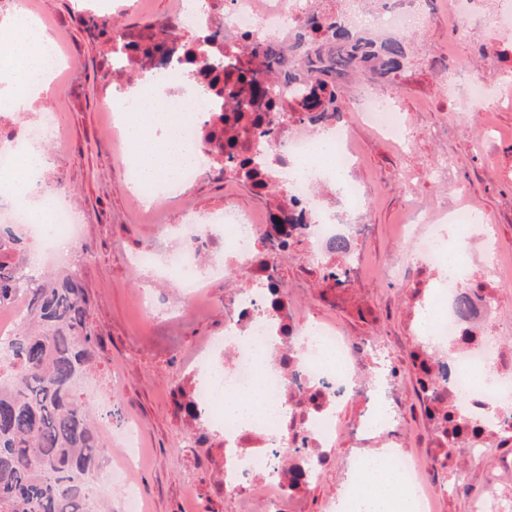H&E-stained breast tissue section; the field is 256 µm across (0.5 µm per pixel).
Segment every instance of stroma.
I'll list each match as a JSON object with an SVG mask.
<instances>
[{
	"label": "stroma",
	"instance_id": "obj_1",
	"mask_svg": "<svg viewBox=\"0 0 512 512\" xmlns=\"http://www.w3.org/2000/svg\"><path fill=\"white\" fill-rule=\"evenodd\" d=\"M438 16L411 34V66L405 78L392 84L413 135L407 152L395 150L366 126L354 124V145L363 157L356 176L370 184L366 221L374 229L366 243L372 260L391 253L392 226L402 217L405 188L399 182L403 170L415 174V191L437 204H452L446 193L427 174L430 161L448 157L453 178L482 211L487 223L496 227V243L503 253H512V108L482 117L475 110L455 109L445 114L439 77L431 65L440 59L457 67L474 54L460 41L448 17V0H435ZM174 0H152L150 13L125 6L101 17L76 9L74 0H41L44 14L68 27L67 48L77 68L65 75L53 95L60 109L62 146L46 180L60 187L76 207L81 236L76 242L75 264L52 266L55 275L74 274L84 291L86 325L95 338L89 380L94 390H79L87 402L97 428H118L125 417L137 418L142 439L141 464L132 476L143 496L144 512H230L218 486L223 479L224 450L219 436L206 441L196 438L197 427L173 403L169 386L182 381L191 390L188 357L209 331L224 322V285L214 283L209 294L212 312L183 325L180 341L172 348L150 343L152 326L139 310L141 301L160 295L178 300L172 280L144 285L130 268L132 255L164 247L155 231L156 223H179V207L164 201L156 212L142 210L128 192L125 154L105 134L107 116L102 102L110 93L105 65L111 54L109 37L113 27L136 30L166 19ZM494 124L486 135L482 120ZM492 150L495 166H487L483 154ZM197 210L222 207L225 201L262 211L268 198L253 193L241 181L210 180L188 189ZM387 284L379 279L364 281L347 292L337 313L347 320L360 308L382 315L381 327L389 335L402 334L406 316L387 308ZM112 391L108 405L100 395Z\"/></svg>",
	"mask_w": 512,
	"mask_h": 512
}]
</instances>
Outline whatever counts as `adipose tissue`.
I'll return each instance as SVG.
<instances>
[{"label":"adipose tissue","mask_w":512,"mask_h":512,"mask_svg":"<svg viewBox=\"0 0 512 512\" xmlns=\"http://www.w3.org/2000/svg\"><path fill=\"white\" fill-rule=\"evenodd\" d=\"M0 36L8 45V64L0 71V97L28 100L35 83L44 95H52L53 76L46 62L53 40L45 27L18 13L0 21ZM158 107V99H148L138 111L117 115L131 147L129 159L147 183L162 177L175 179L179 165L176 118L160 113ZM361 482L364 493L354 501V512H412L410 498L397 489V473L389 461L375 459Z\"/></svg>","instance_id":"ef3b65f1"}]
</instances>
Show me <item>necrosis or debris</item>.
Masks as SVG:
<instances>
[{
    "label": "necrosis or debris",
    "mask_w": 512,
    "mask_h": 512,
    "mask_svg": "<svg viewBox=\"0 0 512 512\" xmlns=\"http://www.w3.org/2000/svg\"><path fill=\"white\" fill-rule=\"evenodd\" d=\"M322 0H176L175 11L152 32L112 33L109 73L115 94L107 113L132 111L134 104L165 89L162 109L176 113V136L189 159L178 181L140 184L135 168L127 179L136 199L158 194L184 199L204 178L242 180L222 160L235 152L252 160L262 195L271 199L262 214L225 204L223 211L183 210L179 229L160 223L163 235H178L177 251L139 254L134 264L146 276L175 278L182 295L177 314L164 308L151 316L165 329L164 343L178 337L173 316L201 310L200 290L221 281L224 329L208 337L196 370L218 374L183 395L170 394L178 409L209 432L224 434V498L232 512H306L305 493L316 488L329 466L341 478L320 512H349L359 494L356 476L377 451H385L416 501L415 512H442L454 494L471 495L473 512H512V318L500 296L512 286L502 252L477 211L435 210L409 197L402 223L394 229L393 256L368 265L362 249L372 227L364 220L366 184L350 171L360 158L351 147L347 123L334 113L309 121L299 112V87L268 76L266 59L260 99L272 108L259 115L243 111L233 90L239 60L248 46L285 44L319 8ZM368 0H336L339 21L358 31L402 34L428 20L431 0L371 9ZM449 9L458 32L470 42L482 34L512 35V14L489 9L463 14L460 0ZM457 106L482 113L512 102V81L487 93L480 74L461 67L444 74ZM354 110L358 119L400 149L411 134L398 100L365 85ZM276 130L260 137L262 127ZM61 135L55 106L38 109L26 124L0 113V223L15 225L36 246H46L45 224L74 237L78 226L39 168L25 169L27 155L44 151ZM335 143L332 169L320 167L323 140ZM39 190L19 195V173ZM447 224L464 228L460 250L480 247L478 272H470L442 241ZM319 270L325 280L314 294L288 285L285 259ZM347 271L344 285L328 279ZM379 278L395 288L408 310L406 335H379L375 319L362 330L336 314L344 287ZM411 372L412 385L403 374ZM414 399L406 401L405 388ZM258 390L261 401L245 416L228 415L223 401ZM421 421L423 444H414L411 417ZM112 436L123 450L120 467L108 468L103 483L118 488L122 512H142L134 485L123 475L140 462L139 425L124 421ZM499 449L493 479L479 472L490 449Z\"/></svg>",
    "instance_id": "obj_1"
}]
</instances>
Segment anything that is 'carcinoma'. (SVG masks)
Returning <instances> with one entry per match:
<instances>
[{
	"label": "carcinoma",
	"mask_w": 512,
	"mask_h": 512,
	"mask_svg": "<svg viewBox=\"0 0 512 512\" xmlns=\"http://www.w3.org/2000/svg\"><path fill=\"white\" fill-rule=\"evenodd\" d=\"M250 53L285 80L300 70L312 74L314 84L302 90L307 112H339L338 93L354 72L391 80L408 62L404 37L357 38L326 9L310 16L294 45L258 44ZM22 243L15 228H0V305L21 289L30 301V318L8 344L16 370L0 384V512H92L85 476L101 466L104 450L75 395L94 344L82 288L71 278L22 288L13 259Z\"/></svg>",
	"instance_id": "carcinoma-1"
}]
</instances>
